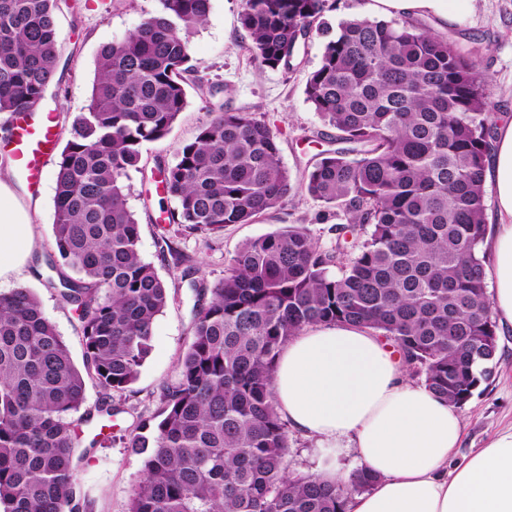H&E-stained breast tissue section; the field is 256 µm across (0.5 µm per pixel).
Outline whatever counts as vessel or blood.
I'll use <instances>...</instances> for the list:
<instances>
[{"label":"vessel or blood","instance_id":"vessel-or-blood-1","mask_svg":"<svg viewBox=\"0 0 512 512\" xmlns=\"http://www.w3.org/2000/svg\"><path fill=\"white\" fill-rule=\"evenodd\" d=\"M55 137L51 116L44 106H36L14 122L13 153L22 163L29 190H37L40 185L43 163L53 150Z\"/></svg>","mask_w":512,"mask_h":512}]
</instances>
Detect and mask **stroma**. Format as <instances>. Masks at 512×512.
<instances>
[{
	"mask_svg": "<svg viewBox=\"0 0 512 512\" xmlns=\"http://www.w3.org/2000/svg\"><path fill=\"white\" fill-rule=\"evenodd\" d=\"M57 39L60 59L55 80L44 99L54 118L59 141H66L71 119L85 109L94 79L95 57L101 46L121 41L158 8V0H57ZM241 0H211L206 22L190 38L193 71L197 84L190 90L188 105L171 134L142 148L139 169L130 171L125 184L128 203L140 225V252L155 265L166 281L170 301L153 325L152 351L130 391L116 393L112 402L120 412L112 442L91 447L99 432L100 419L83 426L81 444L88 454L75 462L77 492L89 501L93 512H127L130 491L142 477L143 458L124 448V428L152 423L159 406L162 385L175 383L177 363L192 338L194 296L181 280V270L163 257L156 245L164 215L176 213L177 205L158 186V163L171 164L179 147L192 141L199 127L211 117L213 106L243 109L264 116L277 135L282 161L293 182L325 150L323 125L305 99L308 74L319 64L324 43L311 38L300 51V65L293 71L258 69L251 60L250 41L239 23ZM448 38L467 43L481 41V67L492 79V101L500 115H512V0H479L476 13L464 23L448 28ZM55 163L44 164L42 189L34 193L39 203L35 215L38 248L33 271L21 281L0 284L7 294L17 286L32 288L46 316L68 344L74 361L82 359L78 323L69 308L59 305L43 278L48 268L44 258L52 251L51 224L54 216ZM344 216L328 209L304 193L290 196L269 215L251 224H229L217 236L194 234L175 242L200 270L206 282H214L243 242L289 224L307 229L319 245L334 241L333 224ZM499 348L488 381L481 384L464 406L466 427L459 456L483 448L495 434L512 428V332L498 333ZM287 464L296 473L315 472L322 466L327 449L298 431L289 433Z\"/></svg>",
	"mask_w": 512,
	"mask_h": 512,
	"instance_id": "stroma-1",
	"label": "stroma"
}]
</instances>
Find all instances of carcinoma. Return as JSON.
<instances>
[{
    "label": "carcinoma",
    "instance_id": "1",
    "mask_svg": "<svg viewBox=\"0 0 512 512\" xmlns=\"http://www.w3.org/2000/svg\"><path fill=\"white\" fill-rule=\"evenodd\" d=\"M56 0H0V113L42 101L58 63ZM211 0H159L95 62L90 102L72 119L55 162L54 275L46 286L75 313L82 367L19 287L0 295V512H83L75 458L86 379L128 390L151 352L168 287L139 251L140 229L123 179L147 142L166 138L188 104L190 35ZM330 0H242L239 22L260 69H292L310 35L324 39L305 95L325 150L295 185L277 136L255 112H215L175 163L158 166L177 201L178 233L218 234L249 224L300 189L346 219L323 248L295 225L244 242L212 284L175 246L196 293L193 338L178 378L162 386L150 434L130 431L144 454L128 512H347L374 476L292 473L287 424L272 393L277 358L301 329H362L393 342L409 372L461 408L490 376L498 351L482 251L485 161L496 125L480 48L414 21L353 16L333 30ZM337 267L340 273L333 274Z\"/></svg>",
    "mask_w": 512,
    "mask_h": 512
}]
</instances>
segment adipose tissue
I'll return each mask as SVG.
<instances>
[{
	"mask_svg": "<svg viewBox=\"0 0 512 512\" xmlns=\"http://www.w3.org/2000/svg\"><path fill=\"white\" fill-rule=\"evenodd\" d=\"M479 0H367L370 17L430 19L439 29L472 16ZM485 180L494 189L491 227L483 248L494 261L499 327L512 329V119L495 129ZM34 205L0 173V280L20 277L34 249ZM277 411L322 448L355 449L375 482L354 496L348 512H512V429L455 462L465 429L459 410L409 378L388 344L365 331L309 326L293 336L277 361Z\"/></svg>",
	"mask_w": 512,
	"mask_h": 512,
	"instance_id": "adipose-tissue-1",
	"label": "adipose tissue"
}]
</instances>
